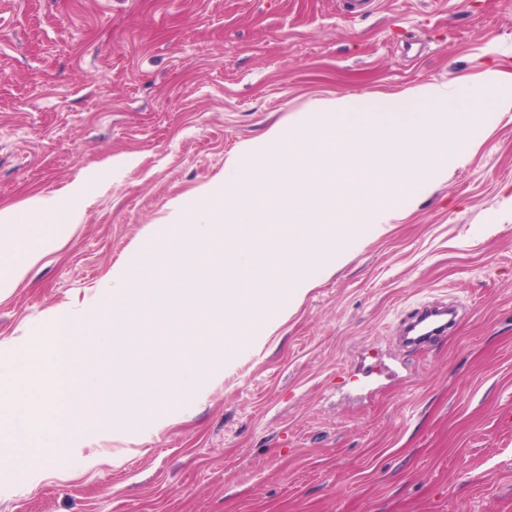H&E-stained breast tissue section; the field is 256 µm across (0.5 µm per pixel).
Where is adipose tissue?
I'll use <instances>...</instances> for the list:
<instances>
[{
    "label": "adipose tissue",
    "mask_w": 512,
    "mask_h": 512,
    "mask_svg": "<svg viewBox=\"0 0 512 512\" xmlns=\"http://www.w3.org/2000/svg\"><path fill=\"white\" fill-rule=\"evenodd\" d=\"M85 177L50 196L36 195L23 208H0V300L25 279L47 254L60 250L80 224L83 212L75 199L86 195Z\"/></svg>",
    "instance_id": "1"
}]
</instances>
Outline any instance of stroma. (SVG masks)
<instances>
[{
  "label": "stroma",
  "instance_id": "stroma-1",
  "mask_svg": "<svg viewBox=\"0 0 512 512\" xmlns=\"http://www.w3.org/2000/svg\"><path fill=\"white\" fill-rule=\"evenodd\" d=\"M512 76V0H0V206L89 181L67 245L0 301V336L48 352L50 308L92 297L168 204L209 205L238 145L315 136L309 104ZM469 160L358 234L224 384L156 433L119 417L108 455L28 487L0 470V512H512V111ZM448 333L404 346L421 306Z\"/></svg>",
  "mask_w": 512,
  "mask_h": 512
}]
</instances>
